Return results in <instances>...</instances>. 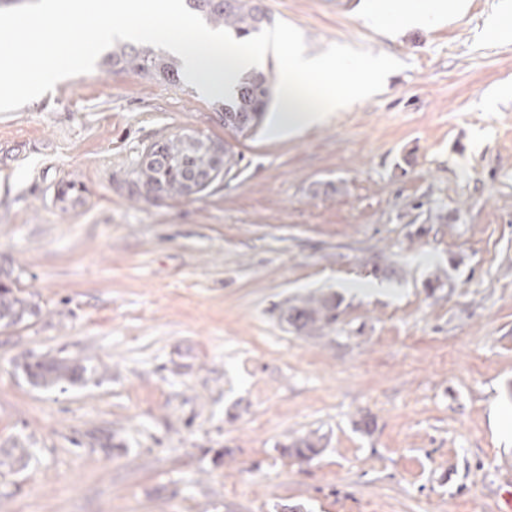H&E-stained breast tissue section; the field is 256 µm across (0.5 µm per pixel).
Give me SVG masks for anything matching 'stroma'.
<instances>
[{
  "label": "stroma",
  "instance_id": "1",
  "mask_svg": "<svg viewBox=\"0 0 512 512\" xmlns=\"http://www.w3.org/2000/svg\"><path fill=\"white\" fill-rule=\"evenodd\" d=\"M359 2L264 0L308 55L405 64L293 138L230 132L222 101L100 64L0 113V269L40 308L0 328V446L30 453L0 512H498L512 37L485 28L502 0L395 39ZM183 133L238 167L193 199L133 196L146 148ZM311 293L340 298L335 329L279 321ZM42 357L86 372L33 386L21 365ZM310 434L314 459L284 453Z\"/></svg>",
  "mask_w": 512,
  "mask_h": 512
}]
</instances>
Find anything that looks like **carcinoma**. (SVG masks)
Masks as SVG:
<instances>
[{"label": "carcinoma", "instance_id": "obj_1", "mask_svg": "<svg viewBox=\"0 0 512 512\" xmlns=\"http://www.w3.org/2000/svg\"><path fill=\"white\" fill-rule=\"evenodd\" d=\"M187 7L210 24L231 29L239 38L259 31L270 21L262 0H185ZM107 64L159 77L170 83L179 80L178 64L148 45L124 44L107 55ZM270 79L262 72L248 74L238 85L230 106L246 132L263 119L270 98ZM216 142L209 138L175 135L157 141L144 152L132 194L149 199L188 198L209 189L238 164L230 150L215 153ZM341 301L334 295H315L288 301L281 318L299 332L308 334L333 328L340 317ZM38 313V307L12 283L0 280V326L10 328ZM30 382L51 388L74 381L83 367L54 358H41L22 364ZM322 437L308 435L285 446V451L300 459H311L321 452ZM25 448L0 447V468L23 466Z\"/></svg>", "mask_w": 512, "mask_h": 512}]
</instances>
